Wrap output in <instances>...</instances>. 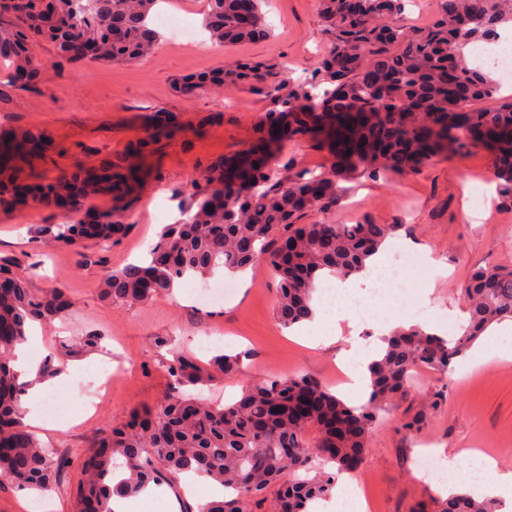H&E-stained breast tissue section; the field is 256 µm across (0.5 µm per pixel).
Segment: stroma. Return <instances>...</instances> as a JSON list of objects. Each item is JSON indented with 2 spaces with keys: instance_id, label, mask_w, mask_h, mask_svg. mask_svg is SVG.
<instances>
[{
  "instance_id": "35a3bbf8",
  "label": "stroma",
  "mask_w": 512,
  "mask_h": 512,
  "mask_svg": "<svg viewBox=\"0 0 512 512\" xmlns=\"http://www.w3.org/2000/svg\"><path fill=\"white\" fill-rule=\"evenodd\" d=\"M262 12L269 29L264 39L220 46L205 36L186 43L164 34L149 57L118 65L59 66L53 45L41 41L34 51L45 68L34 86L12 82L6 63L0 62V135L37 129L54 145L49 158L30 160L28 170L38 182L123 152L152 133L159 113L176 117L171 136L142 159L152 174L133 193L126 215L130 231L112 247L89 242L80 253L61 245L43 248L34 240L35 229L72 224L75 216L38 207L0 208V257L19 258L33 290L58 287L73 303L68 315L39 327L40 340L30 345V354L39 361L60 339L97 333L103 338L97 358L111 360L115 375L103 405L92 409L76 387L34 400V408L54 407L63 422L59 429L35 428V435L71 463L57 485L41 494L0 481V512H26L36 498L50 502L51 512H75L83 480L80 455L91 434L124 423L132 409L158 404L169 389L167 352L157 345L161 336L175 339L177 348L188 353L206 334L223 337L225 351H249L244 374L214 388L228 399L270 376L297 374L320 379L340 397L350 396V389L337 381L338 346H304L295 330L278 323L277 279L265 264L236 276L237 296L221 306L198 305L184 284L178 294L162 292L146 304L108 305L99 297L105 268L119 269L145 257L164 225L179 219L192 179L214 161L236 157L259 136L266 111L260 96L237 87L185 96L175 90L174 78L236 60H263L287 64L293 79H311L329 46L318 0H265ZM275 153L295 168L314 172L334 160L308 137L280 142ZM495 165L493 153L478 148L439 157L403 175L358 177L344 183L336 207L309 212L304 221L353 224L368 219L399 225L387 251L403 247L419 254L424 271L411 281L408 307L386 302L381 309L443 332L465 317L463 288L472 268L512 265V200L494 195L475 215L465 211L476 187L492 185ZM466 364L459 359L445 376L421 372L409 406L427 402L442 388L448 398L429 410L420 432L402 430L393 417L373 432L362 468L373 477L369 493L380 512H412L417 503L434 497L429 481L418 475L422 448H441L449 455L492 449L500 469L512 471V360L481 367L479 378L464 387L460 374Z\"/></svg>"
}]
</instances>
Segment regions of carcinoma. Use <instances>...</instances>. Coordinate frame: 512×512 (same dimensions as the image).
<instances>
[{"mask_svg": "<svg viewBox=\"0 0 512 512\" xmlns=\"http://www.w3.org/2000/svg\"><path fill=\"white\" fill-rule=\"evenodd\" d=\"M72 0H0V17L12 25L0 32V58L15 79L37 80L40 62L31 43L53 44L59 63H81L67 53L71 42L93 44L95 63L122 64L144 58L155 46L152 24L156 0H89L83 11ZM404 0H320L331 50L306 82L296 83L273 63L242 61L229 68L186 77L176 84L184 95L214 88L245 86L264 96V143L233 164H214L191 182L184 218L166 225L144 262L106 270L101 294L108 302L144 304L188 277L208 278L215 270H244L257 263L278 278L276 317L284 327L313 314V300L328 276L345 277L366 261L397 230L394 224H300L305 210H327L355 176L377 178L417 170L444 154L472 147L460 121L488 130L486 147L499 158L512 157V104L480 109L500 87L469 66L466 52L497 38L512 23V0H442L439 16L423 29L398 24ZM206 27L220 44L253 41L267 35L261 0H206ZM321 111L316 112L314 108ZM316 134L336 157L319 173L294 170L271 159L268 148ZM51 149L41 132L0 137V204L59 209L67 205L75 224L36 229L38 242L78 248L85 239L106 245L129 226L124 198L140 183V169L128 155L105 168L31 185L20 164L27 154ZM495 177L503 196L512 198V164L500 163ZM112 191V213L86 207L101 185ZM20 261L0 257V476L22 490L46 491L71 460L40 443L20 421L18 408L33 382L15 366L16 349L30 323L65 316L71 301L61 288L35 293ZM466 322L452 336L418 325L398 327L370 365L371 383L361 405L345 402L320 380L298 374L272 378L247 388L224 405L191 397L185 387L236 378L242 353H218L206 363L176 353L168 365L171 383L157 405L136 409L122 427L93 432L82 457L83 481L75 512H113L112 497L137 495L148 485L175 484L193 474L224 487V496L182 512H309L312 501L329 499L339 478L364 461L369 439L382 414L399 407L415 373L446 374L493 325L512 319V266L478 267L465 284ZM101 337L87 333L60 343L38 368L52 378L63 361L95 351ZM427 410L405 409L401 428L420 430ZM415 512H497L488 498L457 491L420 503Z\"/></svg>", "mask_w": 512, "mask_h": 512, "instance_id": "obj_1", "label": "carcinoma"}]
</instances>
